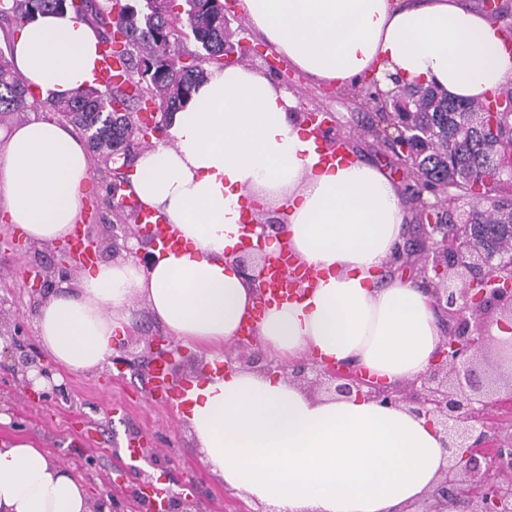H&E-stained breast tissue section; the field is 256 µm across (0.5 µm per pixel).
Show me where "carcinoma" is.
<instances>
[{
	"label": "carcinoma",
	"mask_w": 512,
	"mask_h": 512,
	"mask_svg": "<svg viewBox=\"0 0 512 512\" xmlns=\"http://www.w3.org/2000/svg\"><path fill=\"white\" fill-rule=\"evenodd\" d=\"M71 12L102 30L100 40L125 38L117 50L124 65L120 82L104 89L87 86L51 103L55 113L87 140L96 165L112 171V148L140 140L137 115L151 103L165 117L186 105L208 77V67L224 66V0H0V19L20 24L37 14ZM187 28L195 45L184 47L174 26ZM32 91L0 53V117L29 111ZM512 103L505 88L484 102H457L435 86L409 85L382 120L411 128L408 151L425 184L448 185V223L471 225L473 241L493 254L512 238V199L492 201L480 191L494 156L512 147V130L500 115L490 125L493 106ZM479 204L464 210L465 198Z\"/></svg>",
	"instance_id": "cac0c4a2"
}]
</instances>
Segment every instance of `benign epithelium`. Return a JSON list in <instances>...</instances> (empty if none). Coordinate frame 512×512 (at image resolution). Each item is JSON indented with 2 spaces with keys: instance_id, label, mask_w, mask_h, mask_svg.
Returning <instances> with one entry per match:
<instances>
[{
  "instance_id": "7a95c632",
  "label": "benign epithelium",
  "mask_w": 512,
  "mask_h": 512,
  "mask_svg": "<svg viewBox=\"0 0 512 512\" xmlns=\"http://www.w3.org/2000/svg\"><path fill=\"white\" fill-rule=\"evenodd\" d=\"M386 141L401 151V163L410 167L407 149L399 142L407 132L393 125L383 130ZM496 180L486 181L487 189L506 176L512 179V152L496 160ZM463 224H432L430 229L410 239L407 255L420 262V273L430 286L433 309L448 322V336L434 364L416 379L402 386H385L365 381L354 366L340 364L320 367L303 359L292 365L291 379L310 389L328 382L341 397L365 395L383 405L403 406L417 416L436 419L442 427L443 445L448 450V467L420 500L395 512H512V435H502L489 425L493 409L512 411V392L494 398L496 383L512 386V374L492 376L488 365L492 343L485 335L484 320L497 308L512 312V259H487L464 235ZM253 252L239 256L243 274L263 291L266 267L255 270ZM467 272L462 287L444 284L449 272ZM240 363L250 369H265V359L252 336H244L224 349V368ZM34 366L30 355L19 357L16 373L25 391L46 402L66 399L63 387L53 383V370L37 367L36 377L48 387L34 389L28 371ZM145 512H197L195 496H172L157 500L141 497Z\"/></svg>"
}]
</instances>
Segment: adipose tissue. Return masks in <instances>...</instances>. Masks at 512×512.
Here are the masks:
<instances>
[{"instance_id":"adipose-tissue-1","label":"adipose tissue","mask_w":512,"mask_h":512,"mask_svg":"<svg viewBox=\"0 0 512 512\" xmlns=\"http://www.w3.org/2000/svg\"><path fill=\"white\" fill-rule=\"evenodd\" d=\"M241 9L290 66L339 89L373 75L385 89L433 85L471 102L512 83V34L462 0H241ZM10 60L41 98H67L93 84L98 36L71 13L42 14L19 27ZM299 110L260 71L210 68L164 141L128 172L131 192L182 247L83 271L41 305L37 336L54 363L91 373L141 303L210 365L181 417L225 487L272 512H396L446 462L436 425L366 397L219 368L257 301L236 256L243 221L260 206L277 209L284 226L267 251L288 247L314 274L256 324L275 363L352 362L401 385L430 367L442 341L428 296L395 273L407 221L401 191L355 153L323 164ZM92 189L90 153L71 125L33 117L0 127V214L30 244L66 238ZM92 504L44 449L0 440V512H91Z\"/></svg>"}]
</instances>
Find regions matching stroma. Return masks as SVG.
Instances as JSON below:
<instances>
[{"mask_svg":"<svg viewBox=\"0 0 512 512\" xmlns=\"http://www.w3.org/2000/svg\"><path fill=\"white\" fill-rule=\"evenodd\" d=\"M231 29L234 41L247 51L246 57L240 58V65L268 72V63L276 55L246 18L237 17ZM283 74L304 111L320 107L331 114L330 134L336 141L354 146L366 160L385 168L399 187H407L406 173L397 167L381 138L364 123L365 110L351 91L316 86L289 68ZM93 177L97 191L88 197L80 221L93 225L99 245L97 257L108 261L113 257L112 226L116 222L108 205L112 177L99 170L94 171ZM30 266H43L50 271L44 287L35 293L22 279L23 269ZM78 277V271L58 269L56 246H28L20 251L0 248V334L20 332L30 344L35 362L46 363L48 355L41 348L35 329L38 309L62 286L74 285ZM161 333L149 311L136 306L122 363L109 362L92 373L60 371L54 382L67 388L69 399L57 406L31 400L16 379L10 352L0 353V413L7 417L6 423H0V439L19 437L46 449L54 460L85 480L88 487L110 483L124 512H137L127 490L147 475L175 493L182 492L184 485H193L201 512H244L245 502L227 490L203 461L179 410L155 402L148 392L151 353L147 339ZM143 434L150 435L155 456L128 459V439Z\"/></svg>","mask_w":512,"mask_h":512,"instance_id":"1","label":"stroma"}]
</instances>
